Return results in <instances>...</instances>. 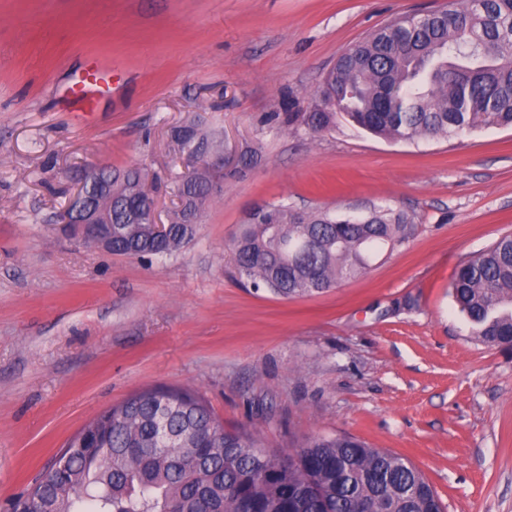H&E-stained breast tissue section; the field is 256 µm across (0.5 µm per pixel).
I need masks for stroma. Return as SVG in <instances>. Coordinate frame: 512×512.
Instances as JSON below:
<instances>
[{
	"mask_svg": "<svg viewBox=\"0 0 512 512\" xmlns=\"http://www.w3.org/2000/svg\"><path fill=\"white\" fill-rule=\"evenodd\" d=\"M446 0H0V512L67 439L148 386H189L227 428L287 455L349 434L404 456L445 512H512V346L474 338L452 296L468 257L512 233V129L418 142L337 120L319 100L359 38ZM113 91L63 94L92 62ZM224 136V185L179 252L70 243L56 218L86 169L146 168L157 206L187 172L171 127ZM401 209L416 231L363 276L283 299L237 279L253 209Z\"/></svg>",
	"mask_w": 512,
	"mask_h": 512,
	"instance_id": "obj_1",
	"label": "stroma"
}]
</instances>
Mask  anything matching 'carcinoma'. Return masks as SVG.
Returning a JSON list of instances; mask_svg holds the SVG:
<instances>
[{"mask_svg":"<svg viewBox=\"0 0 512 512\" xmlns=\"http://www.w3.org/2000/svg\"><path fill=\"white\" fill-rule=\"evenodd\" d=\"M342 115L373 135L416 142L512 126V0H449L391 19L354 43L325 78L319 103L288 112L313 132ZM187 157L223 141L197 121L171 131ZM112 186L105 222L118 228L112 254L178 252L197 233L212 196L195 168L176 184L180 205L158 238L148 224V174H103ZM403 210L372 208L338 219L327 211L268 204L247 214L231 241L238 275L281 298L321 294L367 272L374 258L413 236ZM453 296L472 334L512 345V234L459 267ZM65 463L45 469L8 512H444L408 459L350 435H314L292 459L260 458L261 432L228 430L187 387L144 388L86 423L65 444Z\"/></svg>","mask_w":512,"mask_h":512,"instance_id":"carcinoma-1","label":"carcinoma"}]
</instances>
